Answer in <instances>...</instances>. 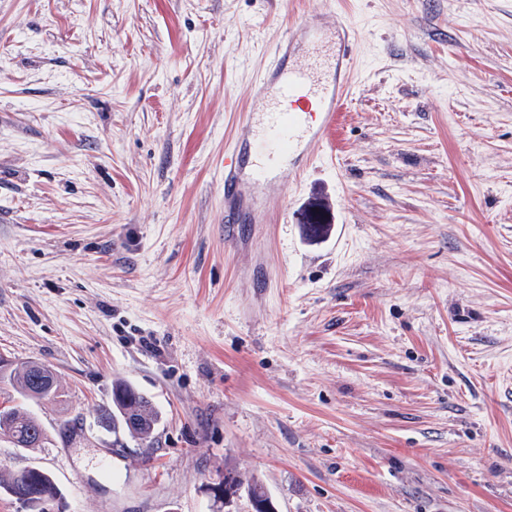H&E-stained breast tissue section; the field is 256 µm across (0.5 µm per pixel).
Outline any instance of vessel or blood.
<instances>
[{
    "instance_id": "vessel-or-blood-1",
    "label": "vessel or blood",
    "mask_w": 512,
    "mask_h": 512,
    "mask_svg": "<svg viewBox=\"0 0 512 512\" xmlns=\"http://www.w3.org/2000/svg\"><path fill=\"white\" fill-rule=\"evenodd\" d=\"M306 38L320 45L310 63L299 55ZM352 63L348 29L335 19L282 34L247 112L251 133L224 165L225 214L254 211L248 184L260 186L304 169L312 147L337 122L351 88Z\"/></svg>"
}]
</instances>
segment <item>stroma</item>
<instances>
[{
	"label": "stroma",
	"mask_w": 512,
	"mask_h": 512,
	"mask_svg": "<svg viewBox=\"0 0 512 512\" xmlns=\"http://www.w3.org/2000/svg\"><path fill=\"white\" fill-rule=\"evenodd\" d=\"M332 11L355 85L266 223L224 156L283 31ZM0 357L56 374L66 512H512V0H0ZM152 442L112 447V385ZM71 429H63V422ZM130 395L132 396L129 407L133 409L138 406L142 412L140 415L144 420V424L140 429L131 430L125 425V419L129 426L137 427L140 423V418L136 413L125 412V418L122 414L119 404L118 396ZM102 420L112 421V434L115 436L114 442H119L120 433L127 434L129 437L135 440L151 441L157 426L160 421L158 411H156L150 402V400L140 392L133 389L126 383L117 382L112 386V409H105L101 414Z\"/></svg>",
	"instance_id": "1"
}]
</instances>
